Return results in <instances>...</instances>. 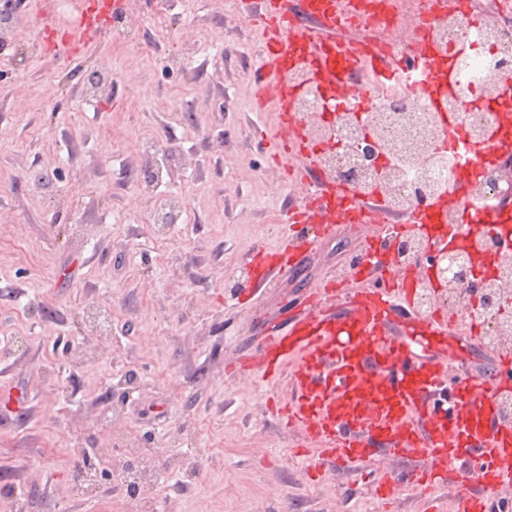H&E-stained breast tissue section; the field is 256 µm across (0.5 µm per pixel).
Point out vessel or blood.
<instances>
[{
	"instance_id": "1",
	"label": "vessel or blood",
	"mask_w": 512,
	"mask_h": 512,
	"mask_svg": "<svg viewBox=\"0 0 512 512\" xmlns=\"http://www.w3.org/2000/svg\"><path fill=\"white\" fill-rule=\"evenodd\" d=\"M124 5L81 0L71 25L44 23L47 51L78 54L109 32ZM354 8L355 0H250L251 17L266 40L255 109L275 108L280 163L293 185L313 191L311 199L287 210L294 231L284 252L267 259L253 255L255 290L270 285L283 268L302 264L315 242L345 219L374 226L379 242L393 234V217L379 194L356 193L323 173L292 109L294 99L309 86L330 98L361 96L372 83H396L407 69L416 76L415 89L427 95L450 80L448 64L459 46L437 55L417 33L409 39V58L377 50L374 39L347 26L345 16ZM511 222L512 198L504 196L479 212L467 237L480 240ZM410 272L407 266L393 270L380 287L354 294L308 290L302 312L252 343L227 369L250 379L291 369L296 394L283 415L337 462L373 463L384 451L426 457V468L402 479L379 471L378 493L450 483L460 491L462 512H494L495 491L512 482V425L500 414L512 396V351H493L489 371L454 373L463 360L451 342L456 327L468 323L471 340L478 342L485 323L454 309L423 312L408 286Z\"/></svg>"
}]
</instances>
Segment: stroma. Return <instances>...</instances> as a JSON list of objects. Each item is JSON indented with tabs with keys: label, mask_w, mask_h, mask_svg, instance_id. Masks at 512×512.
Listing matches in <instances>:
<instances>
[{
	"label": "stroma",
	"mask_w": 512,
	"mask_h": 512,
	"mask_svg": "<svg viewBox=\"0 0 512 512\" xmlns=\"http://www.w3.org/2000/svg\"><path fill=\"white\" fill-rule=\"evenodd\" d=\"M224 2L143 0L137 49L107 36L70 58L43 53L26 15L0 51V389L24 397L0 409V512H114L112 479L84 494L71 460L132 441L167 472L141 493L169 512H459L451 485L379 499L376 467L337 464L285 425L287 377L225 368L368 239L336 225L248 300L247 257L279 248L292 196L275 190L277 115L252 111L253 70L211 47L254 38ZM193 41L207 52L170 82L163 60ZM90 67L110 96L87 101ZM148 137L188 202L163 236L140 192Z\"/></svg>",
	"instance_id": "35a3bbf8"
}]
</instances>
